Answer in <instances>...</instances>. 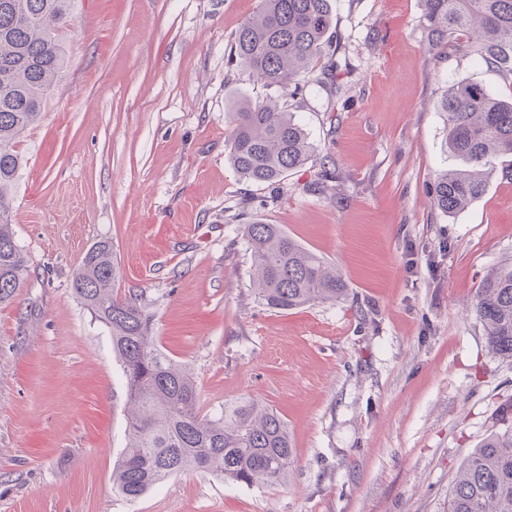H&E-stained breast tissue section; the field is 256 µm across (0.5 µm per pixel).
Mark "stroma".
Wrapping results in <instances>:
<instances>
[{
    "label": "stroma",
    "instance_id": "obj_1",
    "mask_svg": "<svg viewBox=\"0 0 512 512\" xmlns=\"http://www.w3.org/2000/svg\"><path fill=\"white\" fill-rule=\"evenodd\" d=\"M259 4L78 0L65 76L18 144L14 230L30 268L0 305V512H446L512 402V361L465 311L512 256V156L464 210L429 202L456 166L436 107L448 80L497 96L512 86L469 59L434 61L421 0H329L327 47L286 95L231 60ZM241 97L280 98L318 148L276 187L228 161L226 114ZM251 222L281 225L335 266L346 297L259 304ZM103 239L202 413L250 397L284 417L285 480L187 470L134 501L113 491L127 390L109 329L71 289Z\"/></svg>",
    "mask_w": 512,
    "mask_h": 512
}]
</instances>
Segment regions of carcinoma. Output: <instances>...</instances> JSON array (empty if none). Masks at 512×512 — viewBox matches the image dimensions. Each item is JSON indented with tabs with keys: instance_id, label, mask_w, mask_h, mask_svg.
Here are the masks:
<instances>
[{
	"instance_id": "obj_1",
	"label": "carcinoma",
	"mask_w": 512,
	"mask_h": 512,
	"mask_svg": "<svg viewBox=\"0 0 512 512\" xmlns=\"http://www.w3.org/2000/svg\"><path fill=\"white\" fill-rule=\"evenodd\" d=\"M428 52L443 61L474 58L512 83V0H423ZM77 0H0V304L11 302L28 274L29 257L13 230L10 194L21 166L22 134L39 122L67 67L65 38ZM331 26L329 0H261L235 36L234 58L257 80L301 89L322 56ZM438 107L447 125L446 151L459 167L432 186L444 215L478 199L494 175L491 158L512 156V96L451 81ZM228 159L239 177L273 185L302 167L314 144L293 112L272 100L232 106ZM252 258L258 302L290 310L335 302L347 289L341 274L279 224L242 227ZM112 245L101 240L83 256L71 288L92 317L108 327L126 381L129 443L112 470V488L136 499L187 469L213 471L245 485L272 484L288 474L293 446L288 424L254 399L200 412L189 371L154 343L152 316L137 297L121 294ZM490 350L512 360V259L482 278L471 304ZM485 437L465 461L448 496V512H512V418Z\"/></svg>"
}]
</instances>
